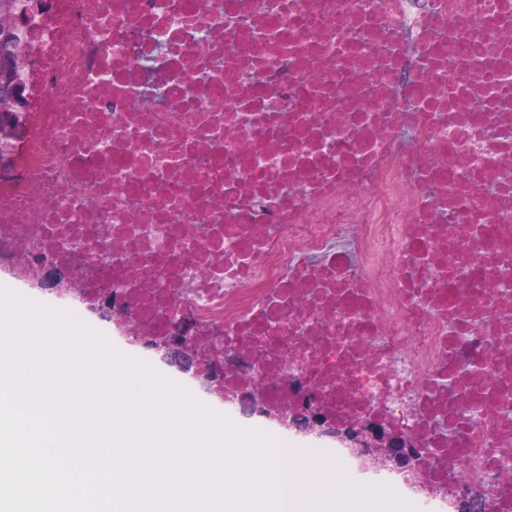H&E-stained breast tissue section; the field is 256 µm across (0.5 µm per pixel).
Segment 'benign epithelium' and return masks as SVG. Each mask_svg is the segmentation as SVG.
Masks as SVG:
<instances>
[{"mask_svg":"<svg viewBox=\"0 0 512 512\" xmlns=\"http://www.w3.org/2000/svg\"><path fill=\"white\" fill-rule=\"evenodd\" d=\"M32 279L42 286L48 285L58 295L71 294L80 299L84 298L83 289L76 287L71 279L62 273H51L41 266L34 270ZM184 336L178 340L165 337L137 336L135 340L145 347L162 354V359L171 360L179 351L186 350L185 343L201 336L200 328L193 325L185 326ZM194 376L200 381L203 389L218 395L223 402L234 404L238 397L231 391L224 390L222 376L212 369L197 367ZM243 414L257 415L277 422L287 430L304 436L316 438H333L345 452L360 464L364 471L375 474L386 472L402 478L411 489L421 492L428 498L439 497L446 501L455 512H462L469 505L464 496L452 497L450 489L455 484V477H448L446 484H434L430 481L427 470L417 459L415 453L403 443L401 433L376 425L367 419L356 429L347 428L340 419L327 412H308L303 416L293 407L271 408L267 406L263 391H253L248 408Z\"/></svg>","mask_w":512,"mask_h":512,"instance_id":"1","label":"benign epithelium"}]
</instances>
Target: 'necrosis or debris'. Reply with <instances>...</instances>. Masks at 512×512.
<instances>
[{"label": "necrosis or debris", "mask_w": 512, "mask_h": 512, "mask_svg": "<svg viewBox=\"0 0 512 512\" xmlns=\"http://www.w3.org/2000/svg\"><path fill=\"white\" fill-rule=\"evenodd\" d=\"M0 264L205 326L267 403L402 429L512 512V0H44Z\"/></svg>", "instance_id": "obj_1"}]
</instances>
